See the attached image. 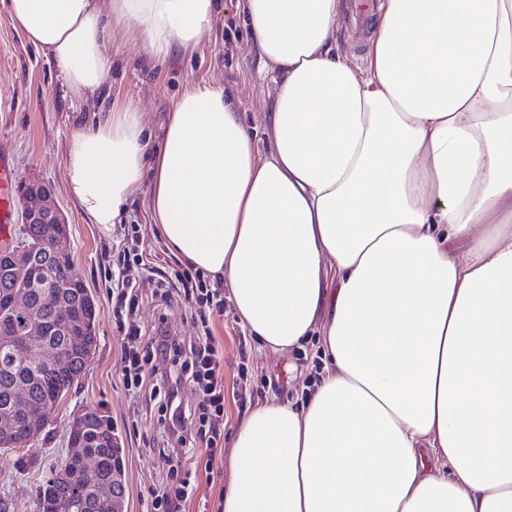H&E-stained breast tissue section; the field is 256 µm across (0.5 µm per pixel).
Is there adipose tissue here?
I'll return each mask as SVG.
<instances>
[{"instance_id":"adipose-tissue-1","label":"adipose tissue","mask_w":512,"mask_h":512,"mask_svg":"<svg viewBox=\"0 0 512 512\" xmlns=\"http://www.w3.org/2000/svg\"><path fill=\"white\" fill-rule=\"evenodd\" d=\"M0 8L88 100L114 31L190 54L214 2ZM344 8L244 0L268 149L223 88L191 85L159 140L132 104L78 126L69 189L107 226L147 193L266 350L320 340L306 402L239 422L223 512H512V0H383L362 67Z\"/></svg>"}]
</instances>
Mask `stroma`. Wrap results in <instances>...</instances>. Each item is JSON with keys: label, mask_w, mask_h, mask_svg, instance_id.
<instances>
[{"label": "stroma", "mask_w": 512, "mask_h": 512, "mask_svg": "<svg viewBox=\"0 0 512 512\" xmlns=\"http://www.w3.org/2000/svg\"><path fill=\"white\" fill-rule=\"evenodd\" d=\"M111 57L109 96L75 101L59 65L29 44L15 21L0 10V155L13 166L16 182L39 180L51 186L53 201L69 225L63 246L98 299V346L84 375L60 404L52 424L23 453L0 450V497L12 501L13 512H37L35 490L64 458L71 421L88 408L110 416L121 431L123 512H146L154 488L166 479V468L151 446L162 436L156 420L140 417L132 434L122 429L134 401L123 384L127 362L112 330V283L104 276L113 232L88 223L68 192L64 159L75 126L131 97L140 105L147 131L160 138L175 101L193 84L222 87L237 101L248 125L262 127L268 110L263 59L252 42L239 0H217L213 25L193 54L156 61L140 41L118 32L112 37ZM125 273L141 286L143 329H150L163 315L180 335H195L180 303L161 305L154 295L155 282L140 265L129 264ZM213 332L223 354L224 383L242 388L244 396L243 402L224 404L228 438L237 420L259 401L274 397L300 404L302 382L311 381L322 366L314 339L304 349L271 361L229 309L216 320Z\"/></svg>", "instance_id": "1"}]
</instances>
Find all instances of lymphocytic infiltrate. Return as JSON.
<instances>
[{
	"label": "lymphocytic infiltrate",
	"instance_id": "1",
	"mask_svg": "<svg viewBox=\"0 0 512 512\" xmlns=\"http://www.w3.org/2000/svg\"><path fill=\"white\" fill-rule=\"evenodd\" d=\"M148 232L141 225L131 227L130 241L115 245L112 268V314L115 333L128 361L124 386L129 394L148 392L167 432L166 445L185 449L194 457L190 470L170 467L166 484L156 490L149 512H182L183 504L196 490L199 479H213V463L224 453V370L222 354L212 334V319L224 313L223 286L209 287L204 273L186 268L168 276L159 274L151 259ZM142 265L156 276L165 301L179 300L196 328L193 340L172 335L165 323L143 331L137 313L140 288L125 276L128 264ZM170 362L164 375H156L152 388H145L156 361ZM200 395L198 404L183 408L178 403L183 386Z\"/></svg>",
	"mask_w": 512,
	"mask_h": 512
}]
</instances>
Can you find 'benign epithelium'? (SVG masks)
Listing matches in <instances>:
<instances>
[{
    "label": "benign epithelium",
    "mask_w": 512,
    "mask_h": 512,
    "mask_svg": "<svg viewBox=\"0 0 512 512\" xmlns=\"http://www.w3.org/2000/svg\"><path fill=\"white\" fill-rule=\"evenodd\" d=\"M51 196V187L44 182L29 181L19 187L21 236L0 247V284L6 287L0 294V350L64 373L73 353L74 308L63 293L83 278L61 247L68 223L51 202ZM29 224L42 225L41 234L27 236ZM66 395L62 387L55 396L34 402L26 385L8 387L6 401L0 405V449L32 444L51 424ZM75 460L88 463L85 449L78 445L71 446L66 458L56 466L59 482H70ZM121 471L119 460L112 469V479L91 477L94 506L110 503L114 512H121Z\"/></svg>",
    "instance_id": "benign-epithelium-1"
}]
</instances>
